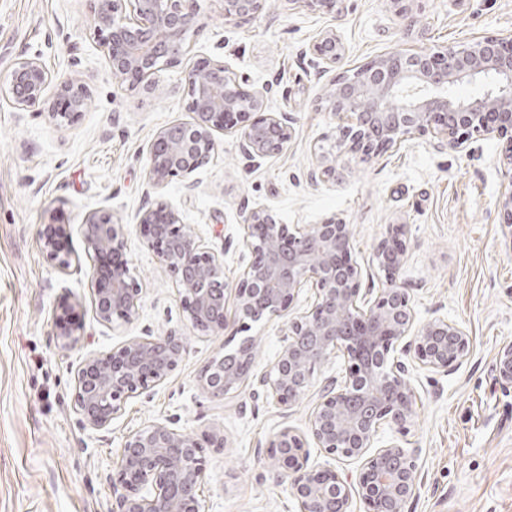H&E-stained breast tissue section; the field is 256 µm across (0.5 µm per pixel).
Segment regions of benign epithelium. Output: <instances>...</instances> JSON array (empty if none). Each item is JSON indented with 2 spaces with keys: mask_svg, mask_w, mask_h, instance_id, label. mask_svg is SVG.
<instances>
[{
  "mask_svg": "<svg viewBox=\"0 0 512 512\" xmlns=\"http://www.w3.org/2000/svg\"><path fill=\"white\" fill-rule=\"evenodd\" d=\"M202 0H90L93 34L103 48L113 79L130 90L152 85L164 66L186 54L187 35L199 27ZM268 0H224V21L255 20ZM330 30L309 48L320 73L336 68L342 54ZM486 80L469 97L451 89ZM192 121L175 123L151 141L146 196L179 178L195 187L194 173L217 148L215 132L236 137L252 160L288 149L293 131L286 112H270L264 90L249 87L226 63L203 60L185 73ZM5 95L19 110L35 109L57 125L79 120L88 105V89L79 79H60L38 56L17 59ZM326 110L342 122L333 144L313 150L310 183L342 178L338 158L347 153L362 165L375 163L382 151L417 137L462 152L474 138L506 142L504 187L498 200L505 223L512 225V39L482 36L467 45L413 53L394 51L363 66L350 80L331 81ZM148 244L175 274L180 301L191 326L201 333L225 335L224 351L201 371L199 384L209 396L224 397L249 380L256 338L239 336L248 323L288 312L304 288L313 304L288 320L287 342L275 365L258 380L266 396L282 407L307 394L315 371L331 354L344 352L346 381L329 378L307 432L285 427L271 440L272 459L283 469L299 512H349L348 477L309 464V443L339 460L361 462L357 493L367 512H404L419 480L415 452L391 444L370 452L380 426L404 431L414 414L415 392L406 360L432 372L465 360L470 338L445 318L415 325L410 298L397 274L407 250L404 226L393 225L382 237L372 262L385 273L374 301L362 288V265L353 259L350 225L332 217L303 227L282 224L266 207L244 213L250 260L233 282L224 277V256L211 251L181 224L178 210L162 199L137 215ZM58 224L42 229L49 260L62 271L71 256L61 253ZM86 244L96 255L124 250L123 225L112 212L98 210L86 220ZM96 310L103 322L118 316L133 320L141 288L129 264L108 273L95 269ZM54 332L67 346L82 332L71 309L56 315ZM186 351L182 337L134 336L106 355L90 356L78 367L74 403L85 425L107 428L131 398L165 383ZM498 380L512 385V345L497 355ZM203 444L164 424H152L127 436L114 484L123 489L118 512H203L200 488L205 473Z\"/></svg>",
  "mask_w": 512,
  "mask_h": 512,
  "instance_id": "7a95c632",
  "label": "benign epithelium"
}]
</instances>
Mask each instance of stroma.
Returning <instances> with one entry per match:
<instances>
[{
  "label": "stroma",
  "mask_w": 512,
  "mask_h": 512,
  "mask_svg": "<svg viewBox=\"0 0 512 512\" xmlns=\"http://www.w3.org/2000/svg\"><path fill=\"white\" fill-rule=\"evenodd\" d=\"M343 0L341 13L269 0L242 26L224 21L223 0H204L180 65L158 72L150 89L112 79L90 32L89 0H0V86L13 62L41 56L58 76L78 77L89 108L71 126L0 98V512H115L110 477L126 437L151 424L190 436L215 432L225 447L205 448L201 499L205 512H298L269 464V442L281 429L306 431L325 378L343 379L335 354L319 368L307 395L285 409L258 396L257 376L283 345L289 317L313 301L302 291L286 316L252 327L253 377L226 397L207 396L199 374L224 347L220 334L194 330L174 275L161 265L137 222L145 201L147 149L165 127L188 122L183 74L197 60L228 64L265 89L269 111L288 113V149L249 167L238 142L218 135L194 190L173 180L160 196L187 229L223 254L234 276L248 251L245 208L269 207L285 224H349L364 283L381 288L370 258L389 225L406 229L407 257L397 280L410 296L416 323L441 317L471 338L467 359L436 374L414 370V415L407 432L382 425L375 447L416 449L421 476L407 512H512V388L496 377L499 349L512 344V229L498 209L502 145L473 141L466 153L438 149L431 137L384 151L369 166L351 165L336 183L312 185L313 149L329 144L338 120L320 106L328 78L315 75L310 44L335 30L345 48L340 71L352 72L394 51L461 46L471 39L512 37V0ZM111 210L124 227V254L142 292L131 322H102L83 228L90 213ZM65 225L67 271L50 264L41 229ZM76 304L82 334L58 344L54 317ZM182 336L186 353L168 380L129 399L104 430L85 426L74 407L76 371L134 336Z\"/></svg>",
  "instance_id": "1"
}]
</instances>
